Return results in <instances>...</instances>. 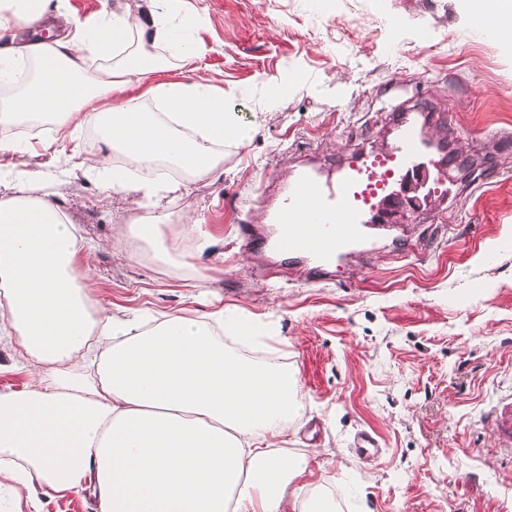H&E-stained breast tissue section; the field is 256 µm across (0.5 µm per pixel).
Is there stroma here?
I'll return each instance as SVG.
<instances>
[{
	"label": "stroma",
	"mask_w": 512,
	"mask_h": 512,
	"mask_svg": "<svg viewBox=\"0 0 512 512\" xmlns=\"http://www.w3.org/2000/svg\"><path fill=\"white\" fill-rule=\"evenodd\" d=\"M203 22L197 73L250 133L224 173L187 182L167 211L213 242L177 276L114 247L134 197L113 202L74 169L94 151L82 124L58 153L0 164L49 179L100 248L92 294L112 309L203 316L230 307L270 325L262 359L299 379L288 445L310 458L289 512L319 490L336 512H512V451L486 414L512 394V45L475 30L464 0H186ZM291 78L267 104L270 80ZM435 115L459 171L432 209L404 207L311 279L306 259L245 246L269 232L301 172L322 177L386 149L398 109ZM373 440L360 449V437Z\"/></svg>",
	"instance_id": "1"
}]
</instances>
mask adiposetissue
<instances>
[{
    "mask_svg": "<svg viewBox=\"0 0 512 512\" xmlns=\"http://www.w3.org/2000/svg\"><path fill=\"white\" fill-rule=\"evenodd\" d=\"M62 8L0 0V124L47 120L62 133L94 118L100 144L79 169L102 178L114 200L141 198L123 242L192 269L210 245L200 224H184L193 242L184 251L151 214L179 182L161 174L131 183L112 154L223 174L225 149L245 139L223 91L203 76L151 83L161 61L149 47L184 64L204 55L192 36L201 17L185 0H127L93 23ZM59 18L58 36L21 40ZM145 83L153 104L132 103L128 90ZM95 250L50 184L0 195V345L30 376L24 389H0V512H22L23 488L52 498L88 490L100 512H287L309 466L285 447L304 410L297 376L224 346L228 334L247 345L267 332L230 314L112 312L91 295Z\"/></svg>",
    "mask_w": 512,
    "mask_h": 512,
    "instance_id": "1",
    "label": "adipose tissue"
}]
</instances>
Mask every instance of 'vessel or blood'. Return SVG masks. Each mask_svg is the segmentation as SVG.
<instances>
[{
	"mask_svg": "<svg viewBox=\"0 0 512 512\" xmlns=\"http://www.w3.org/2000/svg\"><path fill=\"white\" fill-rule=\"evenodd\" d=\"M427 167L421 127L401 119L388 152L360 154L342 165L332 181L306 172L293 180L274 215V250L306 258L315 270H323L365 238L380 217V203L402 206L399 187ZM491 425L500 443L512 447L511 399L498 402Z\"/></svg>",
	"mask_w": 512,
	"mask_h": 512,
	"instance_id": "obj_1",
	"label": "vessel or blood"
}]
</instances>
